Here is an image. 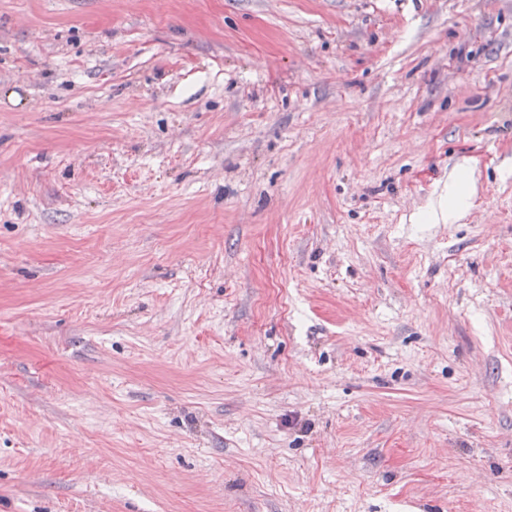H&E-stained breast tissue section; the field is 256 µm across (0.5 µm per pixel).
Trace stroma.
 I'll use <instances>...</instances> for the list:
<instances>
[{"instance_id":"1","label":"stroma","mask_w":512,"mask_h":512,"mask_svg":"<svg viewBox=\"0 0 512 512\" xmlns=\"http://www.w3.org/2000/svg\"><path fill=\"white\" fill-rule=\"evenodd\" d=\"M0 512H512V0H0Z\"/></svg>"}]
</instances>
